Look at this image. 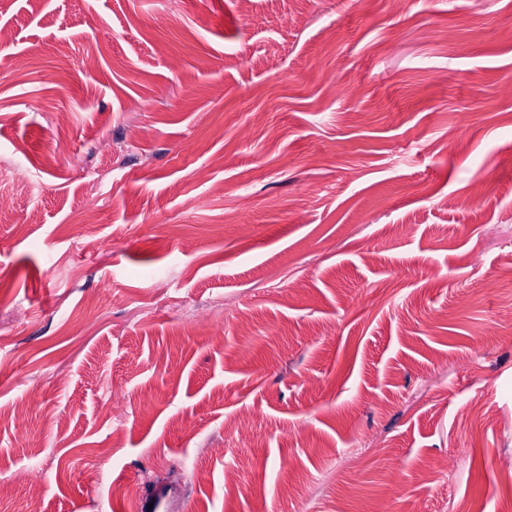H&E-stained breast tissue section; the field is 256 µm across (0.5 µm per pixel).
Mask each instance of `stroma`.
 I'll use <instances>...</instances> for the list:
<instances>
[{"label": "stroma", "mask_w": 512, "mask_h": 512, "mask_svg": "<svg viewBox=\"0 0 512 512\" xmlns=\"http://www.w3.org/2000/svg\"><path fill=\"white\" fill-rule=\"evenodd\" d=\"M278 9L0 0V512H512V0Z\"/></svg>", "instance_id": "obj_1"}]
</instances>
